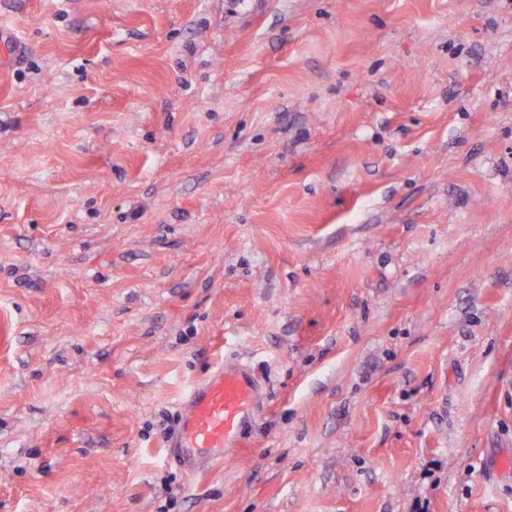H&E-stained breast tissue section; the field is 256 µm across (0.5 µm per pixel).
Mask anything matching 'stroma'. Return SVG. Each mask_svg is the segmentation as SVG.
<instances>
[{"mask_svg":"<svg viewBox=\"0 0 512 512\" xmlns=\"http://www.w3.org/2000/svg\"><path fill=\"white\" fill-rule=\"evenodd\" d=\"M0 512H512V0H0ZM262 403L192 477L224 358ZM259 387L250 370L224 361L189 388L179 404V423L166 445L168 460L202 474L240 448L245 421L259 408Z\"/></svg>","mask_w":512,"mask_h":512,"instance_id":"1","label":"stroma"}]
</instances>
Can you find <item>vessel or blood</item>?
Returning a JSON list of instances; mask_svg holds the SVG:
<instances>
[{
    "instance_id": "vessel-or-blood-1",
    "label": "vessel or blood",
    "mask_w": 512,
    "mask_h": 512,
    "mask_svg": "<svg viewBox=\"0 0 512 512\" xmlns=\"http://www.w3.org/2000/svg\"><path fill=\"white\" fill-rule=\"evenodd\" d=\"M259 387L238 362L217 366L189 388L179 404V423L167 444V459L201 474L238 447L245 421L259 407Z\"/></svg>"
}]
</instances>
